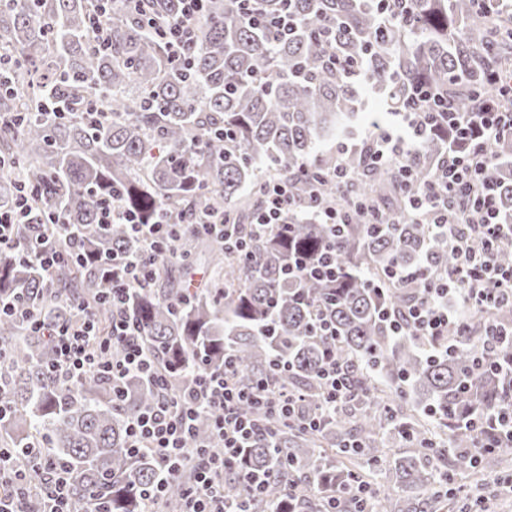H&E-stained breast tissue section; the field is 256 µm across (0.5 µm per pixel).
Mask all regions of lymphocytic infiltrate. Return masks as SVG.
Instances as JSON below:
<instances>
[{"mask_svg":"<svg viewBox=\"0 0 512 512\" xmlns=\"http://www.w3.org/2000/svg\"><path fill=\"white\" fill-rule=\"evenodd\" d=\"M206 0H182L181 15L161 20L146 15L145 20L165 43L173 58L185 57L194 39L195 26ZM453 105L437 94L422 91L411 109L400 111L401 133L383 130L372 135V165L398 167L402 178H409L407 155L426 136L427 115L448 112L449 125L471 134L476 145L467 154L454 151L440 159L433 178L420 194L408 196L406 211L414 220L428 224L433 236L448 240L453 264L442 271L432 267L396 266L390 269L391 284L422 283L420 302L396 316L397 328L411 329L423 336L427 351H452L468 334L465 312L470 308L492 310L501 302H512V267L500 265L499 251L512 249V226L498 219L496 189L485 172L494 157L484 145L496 139L504 124H512V114L492 103H484L479 118L462 120L453 113ZM461 200L458 208L449 207V199ZM291 202L286 180H270L265 189L264 205L253 223L230 226L224 213L205 212L196 224L219 232L227 249L245 250L252 237L267 233L281 223ZM102 224L129 225L138 241L136 252L112 259L111 334L100 337L92 312L81 320L55 327L51 338L55 365L65 378L108 372L113 390H120L123 379L131 373L145 376L155 387L153 405L135 416L129 424V446L134 452L147 451L174 473L182 467L196 471V480L184 495L181 512H235L224 499V474L241 470L244 452L261 433V426L244 417L240 406L253 402L272 416L296 418L299 400L292 393L271 391L265 382L244 388L237 384L238 367L225 362L218 372L197 373L190 398L171 393L165 375L146 353L128 315V300L133 291L152 283L153 268L159 255L180 259L182 252L176 236V217L166 214L152 224L143 223L138 212L124 208L119 198H112L100 210ZM485 243L477 250L472 239ZM211 417L213 431L221 446L215 452L188 454L191 427L197 415Z\"/></svg>","mask_w":512,"mask_h":512,"instance_id":"obj_1","label":"lymphocytic infiltrate"}]
</instances>
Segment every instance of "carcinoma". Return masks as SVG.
Instances as JSON below:
<instances>
[{
	"label": "carcinoma",
	"mask_w": 512,
	"mask_h": 512,
	"mask_svg": "<svg viewBox=\"0 0 512 512\" xmlns=\"http://www.w3.org/2000/svg\"><path fill=\"white\" fill-rule=\"evenodd\" d=\"M98 0H4L0 46L14 49L13 90L0 93V206L17 196L15 174L34 191L32 212L15 228L28 251L53 238L61 216L94 256L66 259L52 270L18 257H0V298L28 305L44 330L0 318V448L34 483V450L63 466L79 508L143 512V491L161 478L155 458L128 450L130 420L156 399L154 386L131 374L123 395L112 379L57 376L51 337L86 306L101 334L111 328L104 296L112 280L100 262L132 252L137 239L124 224H100L99 208L118 193L153 221L161 210L191 221L202 211H224L232 224H249L263 204L265 177L257 164L288 180L293 206L283 224L239 256L201 228L185 227V264L201 254L216 271L200 288L182 286L172 268L156 264L153 286L131 296L128 311L146 350L165 370L172 392L189 390L199 370L234 359L240 382L265 378L276 390L300 396L303 414L320 425L268 418L255 405L241 413L269 425L247 449L244 468L266 476L264 493L247 497L237 473L224 474V498L247 512H325L329 501L353 512L358 485L372 488L377 512H454L462 508L453 484L457 469L480 472L485 459L512 469V444L492 451L468 420L512 410V342L496 347L502 370L480 367L488 328L512 326V304L469 313L470 335L452 353L423 350V339L396 334L382 309L398 314L423 295L419 284L371 286L394 265L420 262L446 268L448 241L403 211L438 161L464 146L448 127L433 130L413 149L410 184L393 168L367 167L365 143L338 157L314 154L318 140L359 110L361 83L328 64L329 53L363 64L368 84L391 109L411 106L421 89L441 93L472 115L499 94L491 74L512 65V6L505 0H404L390 15L377 0H256L262 23L251 22L236 0H209L197 22L188 62L174 61L130 0H107L102 20L111 33L106 50L92 41ZM163 19L180 0H141ZM288 11V33L271 20ZM95 101L109 118L90 125L69 108ZM497 163L485 177L497 188L499 218L512 220V131L490 147ZM355 174L352 194L374 207L376 226L350 206L328 180L338 163ZM346 211L342 238L310 212L311 194ZM329 245L336 281L291 273L295 260ZM330 331L321 334L316 322ZM350 366L348 399L329 408L319 382L325 351ZM408 449L395 454L386 435ZM192 445L217 447L210 419L195 423ZM379 471L401 491L397 498L366 479ZM194 473L167 478L158 505L175 512Z\"/></svg>",
	"instance_id": "cac0c4a2"
}]
</instances>
